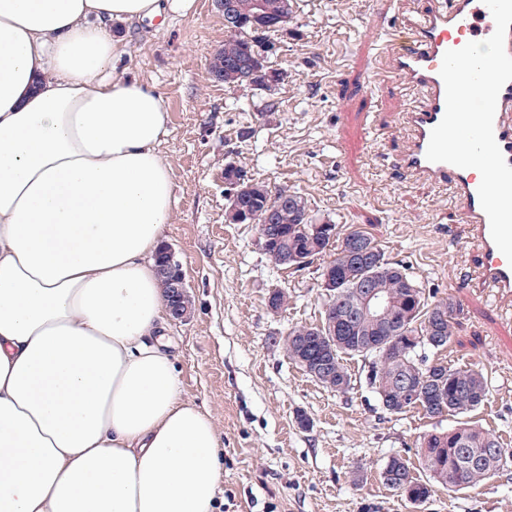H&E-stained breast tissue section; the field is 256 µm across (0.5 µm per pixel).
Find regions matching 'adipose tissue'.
<instances>
[{
  "instance_id": "ef3b65f1",
  "label": "adipose tissue",
  "mask_w": 512,
  "mask_h": 512,
  "mask_svg": "<svg viewBox=\"0 0 512 512\" xmlns=\"http://www.w3.org/2000/svg\"><path fill=\"white\" fill-rule=\"evenodd\" d=\"M194 4L0 0V512H213L162 333L168 112L114 73L117 30Z\"/></svg>"
}]
</instances>
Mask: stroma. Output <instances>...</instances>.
Instances as JSON below:
<instances>
[{
    "instance_id": "35a3bbf8",
    "label": "stroma",
    "mask_w": 512,
    "mask_h": 512,
    "mask_svg": "<svg viewBox=\"0 0 512 512\" xmlns=\"http://www.w3.org/2000/svg\"><path fill=\"white\" fill-rule=\"evenodd\" d=\"M418 8V0H383L376 11L367 0H294L290 31L270 36L269 63L283 74L271 93L232 90L211 76L210 58L224 46L216 0L121 32L118 73L155 90L169 111L159 150L175 204L163 241L194 305L190 319H168L165 335L183 397L218 433L216 512H512V466L473 487L436 489L419 506L385 487V461H416L420 438L455 417L383 411L358 356L343 360L348 392L308 376L284 340L322 322L321 271L331 253L283 268L262 251L256 225L224 221V166L232 163L270 190L302 197L315 222L369 233L386 259L405 263L428 302L456 301L444 357L480 370L490 389L466 419L512 448V306L479 281L451 196L400 184L391 171L401 91L374 81L371 34ZM275 289L288 302L274 312Z\"/></svg>"
}]
</instances>
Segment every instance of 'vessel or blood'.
Listing matches in <instances>:
<instances>
[{
	"mask_svg": "<svg viewBox=\"0 0 512 512\" xmlns=\"http://www.w3.org/2000/svg\"><path fill=\"white\" fill-rule=\"evenodd\" d=\"M494 31V19L482 0H424L421 9L402 26L374 32L372 40L380 57L376 78L418 93L399 111L409 131L407 143L394 156L401 183L423 181L449 190L460 220L467 224L478 248V278L500 297L510 298L512 265L491 237L490 222L478 196L480 177L475 169L426 158L431 131L445 113L446 92L440 76L445 52L486 40ZM493 129L507 164L512 166V81L499 92Z\"/></svg>",
	"mask_w": 512,
	"mask_h": 512,
	"instance_id": "b4317fda",
	"label": "vessel or blood"
}]
</instances>
